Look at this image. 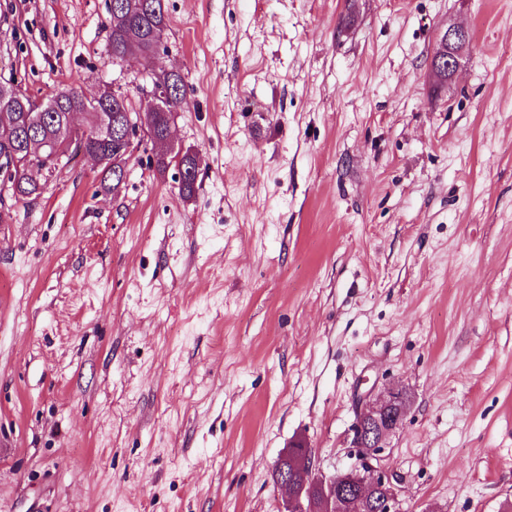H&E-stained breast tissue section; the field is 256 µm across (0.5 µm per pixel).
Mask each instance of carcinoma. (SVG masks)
Instances as JSON below:
<instances>
[{
  "mask_svg": "<svg viewBox=\"0 0 512 512\" xmlns=\"http://www.w3.org/2000/svg\"><path fill=\"white\" fill-rule=\"evenodd\" d=\"M122 9H109L108 41L112 55L122 58L138 53L146 59L153 57L155 44L164 38L168 29L166 0H117ZM164 82L172 88L170 102L165 108H144L146 128L157 137L163 136L170 119L187 104L184 77L177 71H160ZM21 101L0 99V111H7V120H0V155L13 150V178L10 179L12 196L18 201H33L41 196L43 184L28 174L29 166L45 165L37 156L38 141L28 143L12 137V122L25 123L27 116H42L39 141L49 140L60 148H69L70 140L85 142V147L101 155L103 188L113 191L119 186L114 169L120 168L131 156L119 155L112 146V124H120L123 114L131 111L127 97L107 90L98 99H89L75 87L57 91L51 98L58 100V109L47 112L45 103L19 94ZM197 156L189 149L177 148L155 155V170L162 174L174 164L183 167L179 191L189 199L194 196L198 178Z\"/></svg>",
  "mask_w": 512,
  "mask_h": 512,
  "instance_id": "obj_1",
  "label": "carcinoma"
}]
</instances>
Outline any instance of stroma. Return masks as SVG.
Masks as SVG:
<instances>
[{"label": "stroma", "instance_id": "obj_1", "mask_svg": "<svg viewBox=\"0 0 512 512\" xmlns=\"http://www.w3.org/2000/svg\"><path fill=\"white\" fill-rule=\"evenodd\" d=\"M108 0H0L32 97L148 76ZM176 167L112 195L79 156L0 191V512H281L306 438L355 465L356 399L406 391L382 456L408 512L512 495V0H167ZM473 41L454 82L430 59ZM471 34L463 25L449 24L438 35L431 58V70L438 81H450L459 68L461 55L471 45ZM180 157V158H179ZM155 170L162 174L173 163L175 166L183 167L184 174L180 170L179 191L186 199L192 198L196 191L198 178V165L195 160L197 156L191 149L183 150L180 146L176 151L170 148L167 152H158L155 155ZM179 158V160H177Z\"/></svg>", "mask_w": 512, "mask_h": 512}]
</instances>
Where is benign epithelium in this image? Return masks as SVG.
Instances as JSON below:
<instances>
[{"label": "benign epithelium", "instance_id": "benign-epithelium-1", "mask_svg": "<svg viewBox=\"0 0 512 512\" xmlns=\"http://www.w3.org/2000/svg\"><path fill=\"white\" fill-rule=\"evenodd\" d=\"M471 45L469 30L458 24H450L438 35L431 58L433 76L439 80L452 79L458 68L463 52ZM112 138L121 145L132 149L136 139L152 143L151 134L141 124L140 117L130 112L124 126L112 133ZM405 400L403 391L392 390L383 395L364 394L356 407L353 447L357 448L358 465L337 472L330 478L321 474L317 465L316 453L304 439L290 444L295 449L294 471L296 477L281 470L278 488L284 493L283 512H350L354 493L363 490L367 512H405L400 490L392 482V476L382 465L381 450L386 441L401 424L405 409L398 414L390 409ZM384 491L381 496L375 495Z\"/></svg>", "mask_w": 512, "mask_h": 512}]
</instances>
